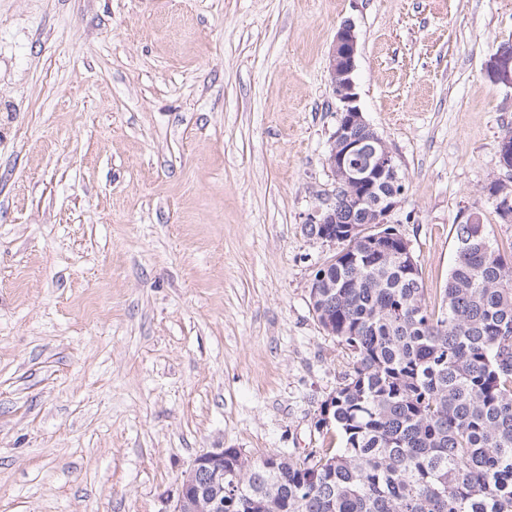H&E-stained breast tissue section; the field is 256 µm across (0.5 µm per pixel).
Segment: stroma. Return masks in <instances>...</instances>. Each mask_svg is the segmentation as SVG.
Instances as JSON below:
<instances>
[{
  "mask_svg": "<svg viewBox=\"0 0 512 512\" xmlns=\"http://www.w3.org/2000/svg\"><path fill=\"white\" fill-rule=\"evenodd\" d=\"M347 20L437 306L455 224L512 249V0H0V512H170L203 451L339 447L316 420L352 356L302 225Z\"/></svg>",
  "mask_w": 512,
  "mask_h": 512,
  "instance_id": "obj_1",
  "label": "stroma"
}]
</instances>
